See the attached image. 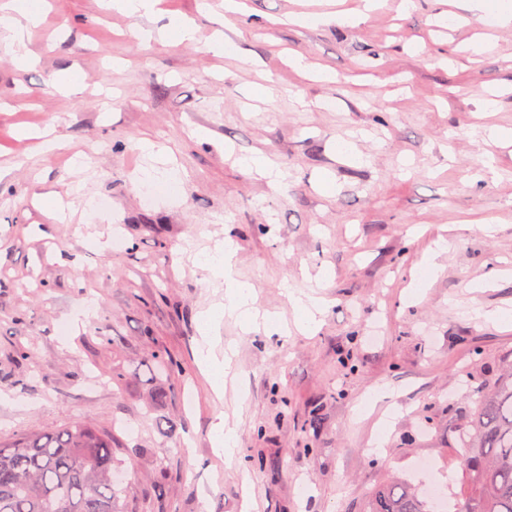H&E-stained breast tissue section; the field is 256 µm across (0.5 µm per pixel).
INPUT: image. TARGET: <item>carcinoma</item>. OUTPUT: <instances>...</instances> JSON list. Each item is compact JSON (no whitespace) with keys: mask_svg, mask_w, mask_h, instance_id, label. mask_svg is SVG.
Instances as JSON below:
<instances>
[{"mask_svg":"<svg viewBox=\"0 0 512 512\" xmlns=\"http://www.w3.org/2000/svg\"><path fill=\"white\" fill-rule=\"evenodd\" d=\"M463 449V502L453 512H512V362L482 389L455 426ZM115 434L82 422L0 445V512H135ZM362 512H432L429 498L390 479L365 498Z\"/></svg>","mask_w":512,"mask_h":512,"instance_id":"cac0c4a2","label":"carcinoma"}]
</instances>
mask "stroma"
<instances>
[{"label":"stroma","mask_w":512,"mask_h":512,"mask_svg":"<svg viewBox=\"0 0 512 512\" xmlns=\"http://www.w3.org/2000/svg\"><path fill=\"white\" fill-rule=\"evenodd\" d=\"M202 2L136 18L50 0L31 65L0 51V444L125 423L137 512H359L394 474L455 498L452 428L512 358V144L483 134L512 128V23L496 21L512 0H383L355 26L333 16L359 0H247L228 25ZM173 16L197 42L164 36ZM216 36L235 50L213 55ZM72 66L87 87L65 97L52 83ZM44 128L52 151L20 136ZM256 156L280 191L241 166ZM146 172L173 193L146 198ZM228 237L273 321L224 318L236 376L219 395L196 351L225 288L200 259ZM288 286L327 300L314 331L296 328ZM157 349L181 371L156 405ZM221 417L238 429L230 459ZM214 434L218 445L216 449L224 452V456L234 455L238 446L236 428L221 418L214 426Z\"/></svg>","instance_id":"1"}]
</instances>
